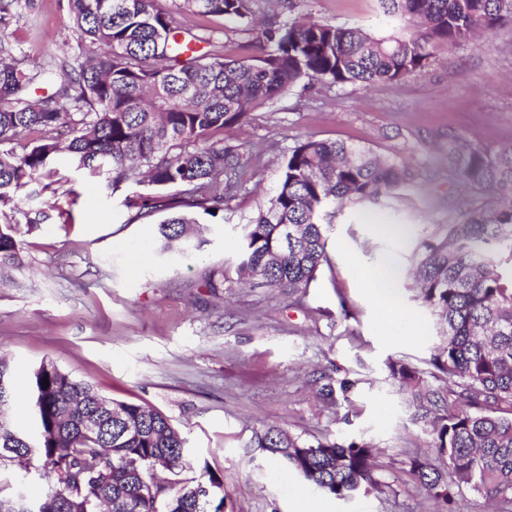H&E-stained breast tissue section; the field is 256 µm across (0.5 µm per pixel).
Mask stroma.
Masks as SVG:
<instances>
[{"instance_id":"1","label":"stroma","mask_w":512,"mask_h":512,"mask_svg":"<svg viewBox=\"0 0 512 512\" xmlns=\"http://www.w3.org/2000/svg\"><path fill=\"white\" fill-rule=\"evenodd\" d=\"M297 8L377 35L395 26L379 0H299ZM12 32L37 59L76 40L65 0H35ZM451 128L485 147L512 142V27L403 82L374 90L316 83L254 113L244 128L221 130L226 142L259 150L249 171L257 189L229 200L223 218L197 214L207 242L176 262L154 245L164 212L141 216L126 205L153 186L114 192L57 163L38 199L17 202L24 210L50 205L52 221L18 225L21 263L0 273V356L23 372L53 361L103 395L165 414L200 465L223 479V512H304L313 501L321 512H438L404 469L410 457L433 459L432 438L412 423L386 363L427 368L438 344L408 272L415 238L443 233L456 218L452 200L466 191L440 149ZM305 138L400 153L419 179L390 207L338 214L330 263L301 303L264 288L208 293L205 278L233 272L242 225L276 192L284 154ZM381 222L406 233L380 236ZM386 257L401 271L395 317L381 313L365 279ZM343 381L352 387L335 402L317 396L321 384ZM270 425L308 441L378 448L385 492L338 499L319 491L253 445L254 433Z\"/></svg>"}]
</instances>
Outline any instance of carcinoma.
Returning <instances> with one entry per match:
<instances>
[{
    "label": "carcinoma",
    "instance_id": "obj_1",
    "mask_svg": "<svg viewBox=\"0 0 512 512\" xmlns=\"http://www.w3.org/2000/svg\"><path fill=\"white\" fill-rule=\"evenodd\" d=\"M66 0L76 49L32 62L9 27L32 0H0V208L54 174L60 158L117 191L129 182L177 188L181 198L142 195L139 209H179L159 224L160 253L178 261L201 248L190 237L191 209L224 217L228 195L259 154L214 138L250 123L313 81L366 89L400 82L437 55L473 44L483 31L512 23V0H381L399 19L386 35L332 25L295 12L254 22L256 0ZM219 16L252 35L254 53L230 56L211 33L181 29L176 15ZM51 85L36 95L32 88ZM38 129L43 136L21 144ZM448 167L470 193L453 205L443 236L415 248L411 276L440 342L421 370L401 359L389 378L431 427L435 461L414 458L410 472L448 512L468 489L512 505V143L475 145L448 130ZM418 174L399 154L382 155L338 140L305 139L289 149L276 193L241 234L237 271L256 285L300 300L329 263L327 230L346 203L381 209L413 186ZM20 262L16 228L0 226V268ZM448 379V393L432 380ZM48 386H42L43 380ZM16 385L0 357V467L40 464L53 485L35 512H220L224 482L186 477L198 460L171 419L148 407L109 399L52 361L32 370L30 418L8 408ZM109 400L121 419L100 413ZM99 418L93 438L86 423ZM255 443L317 489L345 499L363 488L383 491L374 448L355 441H306L278 426ZM23 496L0 485V512H24Z\"/></svg>",
    "mask_w": 512,
    "mask_h": 512
}]
</instances>
